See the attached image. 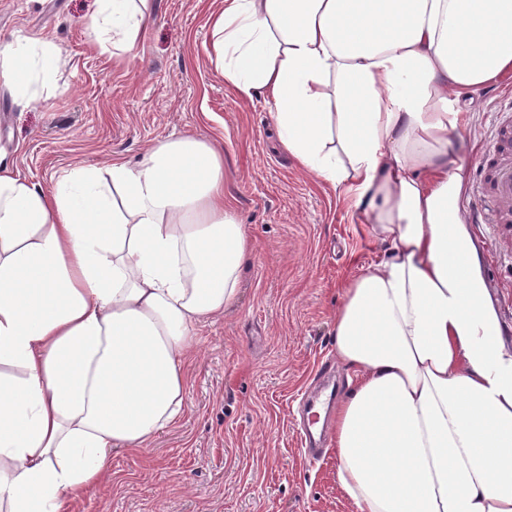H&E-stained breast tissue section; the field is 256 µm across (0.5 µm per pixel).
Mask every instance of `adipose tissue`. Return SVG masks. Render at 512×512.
Instances as JSON below:
<instances>
[{
	"label": "adipose tissue",
	"instance_id": "adipose-tissue-1",
	"mask_svg": "<svg viewBox=\"0 0 512 512\" xmlns=\"http://www.w3.org/2000/svg\"><path fill=\"white\" fill-rule=\"evenodd\" d=\"M153 0H97L131 51ZM209 52L267 98L283 149L383 248L342 291L336 482L355 512H512V349L480 274L454 148L467 95L512 72V0H222ZM58 54L0 46L26 96ZM252 243L224 153L184 136L44 191L0 168V512H68L186 410L196 329L236 300Z\"/></svg>",
	"mask_w": 512,
	"mask_h": 512
}]
</instances>
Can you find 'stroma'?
<instances>
[{
    "instance_id": "stroma-1",
    "label": "stroma",
    "mask_w": 512,
    "mask_h": 512,
    "mask_svg": "<svg viewBox=\"0 0 512 512\" xmlns=\"http://www.w3.org/2000/svg\"><path fill=\"white\" fill-rule=\"evenodd\" d=\"M221 0H155L156 18L123 63L93 43L95 0H0V45L37 38L61 62L36 95L0 85V167L51 189L73 165L140 159L182 136L224 152V200L254 244L236 305L198 327L186 411L150 448L112 454V476L70 512H354L325 448L300 445L296 398L334 355L345 283L380 256L336 191L282 150L269 105L240 98L210 61L208 16ZM512 76L475 95L458 148L485 151ZM512 348V246L470 225Z\"/></svg>"
}]
</instances>
